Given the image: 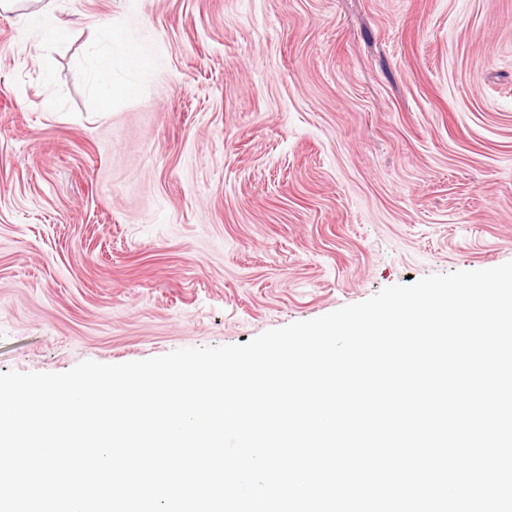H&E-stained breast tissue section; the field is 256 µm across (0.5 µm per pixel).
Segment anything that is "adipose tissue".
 Instances as JSON below:
<instances>
[{"label": "adipose tissue", "instance_id": "obj_1", "mask_svg": "<svg viewBox=\"0 0 512 512\" xmlns=\"http://www.w3.org/2000/svg\"><path fill=\"white\" fill-rule=\"evenodd\" d=\"M101 36L102 47L96 57L93 83L99 98L105 101L120 92L119 87L112 85L107 78L113 57H121L128 67L141 71L154 68L157 61L149 44L130 43L118 29H103Z\"/></svg>", "mask_w": 512, "mask_h": 512}]
</instances>
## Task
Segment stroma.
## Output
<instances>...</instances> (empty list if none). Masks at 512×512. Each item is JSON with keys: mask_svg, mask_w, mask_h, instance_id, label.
Here are the masks:
<instances>
[{"mask_svg": "<svg viewBox=\"0 0 512 512\" xmlns=\"http://www.w3.org/2000/svg\"><path fill=\"white\" fill-rule=\"evenodd\" d=\"M0 11V372L257 335L512 261V0ZM148 42L101 101V27ZM53 99L45 111L41 103ZM52 1L25 13L28 28L38 35L43 44L47 45L61 42L67 36V29L56 23L51 16Z\"/></svg>", "mask_w": 512, "mask_h": 512, "instance_id": "stroma-1", "label": "stroma"}]
</instances>
